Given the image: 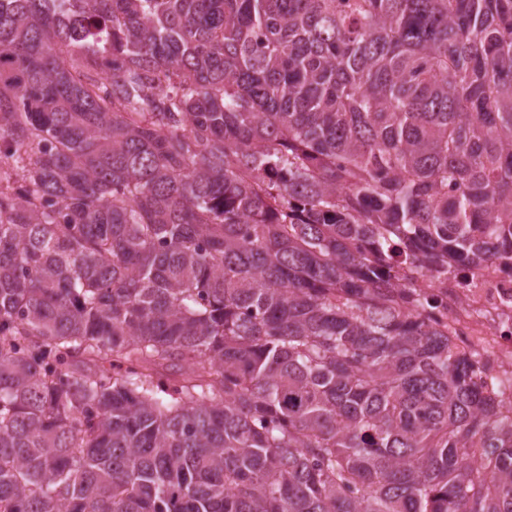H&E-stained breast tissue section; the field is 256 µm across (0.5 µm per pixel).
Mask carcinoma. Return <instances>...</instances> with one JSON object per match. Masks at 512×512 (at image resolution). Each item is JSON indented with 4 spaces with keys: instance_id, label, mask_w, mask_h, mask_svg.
<instances>
[{
    "instance_id": "cac0c4a2",
    "label": "carcinoma",
    "mask_w": 512,
    "mask_h": 512,
    "mask_svg": "<svg viewBox=\"0 0 512 512\" xmlns=\"http://www.w3.org/2000/svg\"><path fill=\"white\" fill-rule=\"evenodd\" d=\"M1 142L0 512H512V0H0ZM435 315L447 322L448 338L459 352L480 360L491 380L501 382L503 399L512 390V270L493 261L466 278L448 272L436 281Z\"/></svg>"
}]
</instances>
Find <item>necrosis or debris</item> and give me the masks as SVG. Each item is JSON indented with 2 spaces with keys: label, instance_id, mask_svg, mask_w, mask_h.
I'll return each instance as SVG.
<instances>
[{
  "label": "necrosis or debris",
  "instance_id": "4bbe7bcc",
  "mask_svg": "<svg viewBox=\"0 0 512 512\" xmlns=\"http://www.w3.org/2000/svg\"><path fill=\"white\" fill-rule=\"evenodd\" d=\"M435 310L447 322L448 336L459 352L477 358L487 377L512 396V270L488 262L461 278L452 274L436 283Z\"/></svg>",
  "mask_w": 512,
  "mask_h": 512
}]
</instances>
